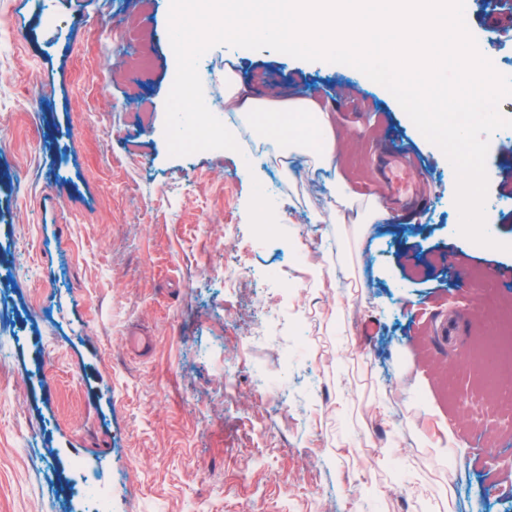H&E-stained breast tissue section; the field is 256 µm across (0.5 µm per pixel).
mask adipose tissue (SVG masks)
Returning a JSON list of instances; mask_svg holds the SVG:
<instances>
[{"instance_id":"1","label":"adipose tissue","mask_w":512,"mask_h":512,"mask_svg":"<svg viewBox=\"0 0 512 512\" xmlns=\"http://www.w3.org/2000/svg\"><path fill=\"white\" fill-rule=\"evenodd\" d=\"M224 104L233 112L255 120L271 133L284 154L305 152L324 167L336 158L333 116L312 97L260 98L232 72L224 74ZM337 223L362 226L391 220L392 214L375 195H338Z\"/></svg>"}]
</instances>
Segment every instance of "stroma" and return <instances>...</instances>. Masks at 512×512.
I'll return each instance as SVG.
<instances>
[{
  "label": "stroma",
  "instance_id": "35a3bbf8",
  "mask_svg": "<svg viewBox=\"0 0 512 512\" xmlns=\"http://www.w3.org/2000/svg\"><path fill=\"white\" fill-rule=\"evenodd\" d=\"M169 8L0 0V512H74V463L104 512H512V369L479 357L512 253L459 235L445 154L352 66L222 44L198 63L210 110L228 67L317 98L337 169L170 156ZM465 15L512 75V0ZM140 51L134 87L115 67ZM486 165L512 244V128ZM338 177L415 221L333 223ZM476 303L454 352L441 324Z\"/></svg>",
  "mask_w": 512,
  "mask_h": 512
}]
</instances>
